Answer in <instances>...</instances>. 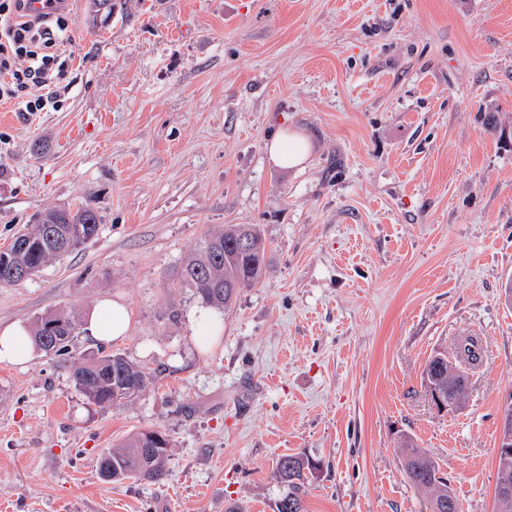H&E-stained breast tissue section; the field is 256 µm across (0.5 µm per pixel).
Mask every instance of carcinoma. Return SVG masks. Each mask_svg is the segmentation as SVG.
<instances>
[{
	"label": "carcinoma",
	"instance_id": "1",
	"mask_svg": "<svg viewBox=\"0 0 512 512\" xmlns=\"http://www.w3.org/2000/svg\"><path fill=\"white\" fill-rule=\"evenodd\" d=\"M124 0H92L93 24H106ZM100 226L96 211L88 206L73 210L60 208L35 215L31 227L18 232L10 245L0 251V286L18 285L36 275L48 262L77 250L98 234ZM266 264V242L256 224H230L223 230L206 236L195 252L181 264L178 279L191 288L202 303L219 309H231L240 290L257 285ZM61 325L55 341H44V327ZM79 321L75 314L61 311L38 318L33 340L46 355H66L78 335ZM457 361L477 362L473 339L461 341ZM72 380L89 403L100 408L124 404L143 391L149 374L118 352L100 353L72 362ZM153 443L151 455L143 448ZM403 473L414 487L428 491L429 503L452 500L457 512L462 504L438 477L439 469L427 453L408 438H403ZM168 436L159 430L135 434L125 444L110 448L100 458L99 475L112 482L125 480L158 483L166 475ZM274 476L288 492L276 503L277 512H306L304 486L314 476L306 470L302 457L285 454L276 461ZM496 512H512V460L499 461L495 487Z\"/></svg>",
	"mask_w": 512,
	"mask_h": 512
}]
</instances>
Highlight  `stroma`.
Instances as JSON below:
<instances>
[{"label": "stroma", "mask_w": 512, "mask_h": 512, "mask_svg": "<svg viewBox=\"0 0 512 512\" xmlns=\"http://www.w3.org/2000/svg\"><path fill=\"white\" fill-rule=\"evenodd\" d=\"M71 0L55 104L0 102V250L35 214L87 204L97 236L0 287V327L102 298L150 374L89 404L71 357L0 363V512H276L284 454L321 465L307 512H428L411 438L464 512H496L512 426V0H127L105 26ZM498 124L488 127L485 112ZM312 142L271 165L282 128ZM256 224L267 270L199 349L175 271L209 232ZM482 338L461 405L427 361ZM156 429L158 484L103 481V449ZM445 364L446 366L448 365V375L446 376H444L446 373ZM436 371L438 372V377L435 376L433 379H431V381H426L427 395L432 405L438 410V412H447L449 409L456 407L459 401L450 400L447 397H445L443 391L441 390V385L436 383L435 380L437 378L441 379L444 376L441 379L443 388L445 389L446 392L454 394L455 392L459 391L455 390V380L452 378H448V376L457 377L463 376V374L457 368L456 362H454L451 359H447V357H442L440 359V363H438L436 366Z\"/></svg>", "instance_id": "obj_1"}]
</instances>
